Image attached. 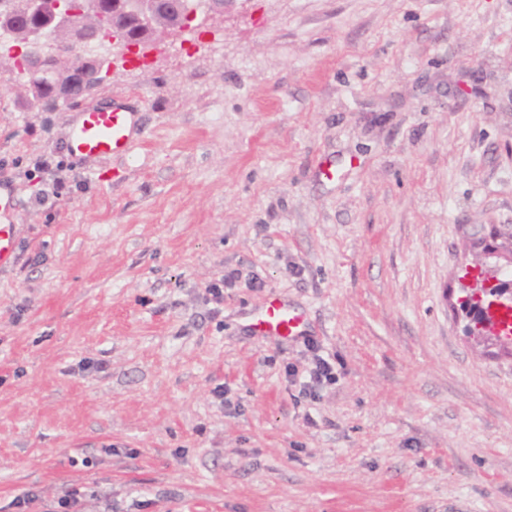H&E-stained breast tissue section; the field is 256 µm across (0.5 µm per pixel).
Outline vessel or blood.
Returning <instances> with one entry per match:
<instances>
[{"label": "vessel or blood", "instance_id": "b4317fda", "mask_svg": "<svg viewBox=\"0 0 512 512\" xmlns=\"http://www.w3.org/2000/svg\"><path fill=\"white\" fill-rule=\"evenodd\" d=\"M73 120L66 142L76 161L105 160L128 153L132 146L135 114L126 105L73 106ZM13 192H0V270L14 266L20 227L12 219ZM252 328L262 336L296 339L306 333L303 314L280 298H271L255 316Z\"/></svg>", "mask_w": 512, "mask_h": 512}]
</instances>
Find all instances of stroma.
Wrapping results in <instances>:
<instances>
[{"label":"stroma","instance_id":"35a3bbf8","mask_svg":"<svg viewBox=\"0 0 512 512\" xmlns=\"http://www.w3.org/2000/svg\"><path fill=\"white\" fill-rule=\"evenodd\" d=\"M11 72L0 512H512V358L459 308L466 235L512 225V0H241L116 62L87 101L134 146L86 165ZM273 295L308 339L252 335ZM14 193L2 192L0 184V270L14 266L19 244L20 226L12 219ZM307 347L314 353L313 366L309 369L306 378L300 381V385L303 392L315 397L319 388L323 387L325 384H333L336 382V374L334 373L332 363L317 354L319 347L316 342L312 339L308 340Z\"/></svg>","mask_w":512,"mask_h":512}]
</instances>
